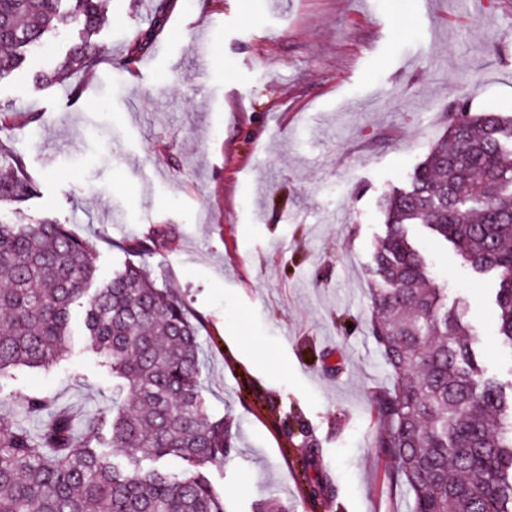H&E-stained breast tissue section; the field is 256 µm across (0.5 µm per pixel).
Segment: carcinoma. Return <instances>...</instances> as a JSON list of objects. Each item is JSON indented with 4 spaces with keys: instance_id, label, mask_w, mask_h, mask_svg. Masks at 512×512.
<instances>
[{
    "instance_id": "1",
    "label": "carcinoma",
    "mask_w": 512,
    "mask_h": 512,
    "mask_svg": "<svg viewBox=\"0 0 512 512\" xmlns=\"http://www.w3.org/2000/svg\"><path fill=\"white\" fill-rule=\"evenodd\" d=\"M102 23L101 0H0V81L70 26L80 41L33 81L49 87L88 66ZM449 111L444 139L381 203L369 332L394 385L374 402L379 444L410 512H512V392L480 365L467 324L443 303L409 235L419 224L475 272L495 275L499 334L512 352V116L471 111L462 90ZM37 192L20 163L0 164L1 205ZM92 251L66 224L0 219V372L56 363L83 300L90 345L122 396L112 402L120 459L76 435L50 397L25 398L28 413L46 418L36 431L0 422V512H226L201 472L226 460L233 442L228 417L207 410L198 328L170 289L131 263L96 284ZM170 458L186 470L169 471ZM312 493L334 496L330 476L315 472Z\"/></svg>"
}]
</instances>
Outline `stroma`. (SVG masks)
<instances>
[{"mask_svg":"<svg viewBox=\"0 0 512 512\" xmlns=\"http://www.w3.org/2000/svg\"><path fill=\"white\" fill-rule=\"evenodd\" d=\"M159 2L105 0L103 53L63 85L0 81V156L38 185L0 217L69 225L100 278L131 262L183 300L208 409L232 424L230 459L204 469L227 512H409L372 413L393 386L368 332L379 202L444 135L455 89L472 111L512 114V0ZM411 232L484 365L512 380L495 281ZM148 236L151 253L129 251ZM83 311L56 365L0 377V421L38 429L20 403L42 394L77 432L108 435L112 373ZM308 445L334 497L311 498Z\"/></svg>","mask_w":512,"mask_h":512,"instance_id":"35a3bbf8","label":"stroma"}]
</instances>
